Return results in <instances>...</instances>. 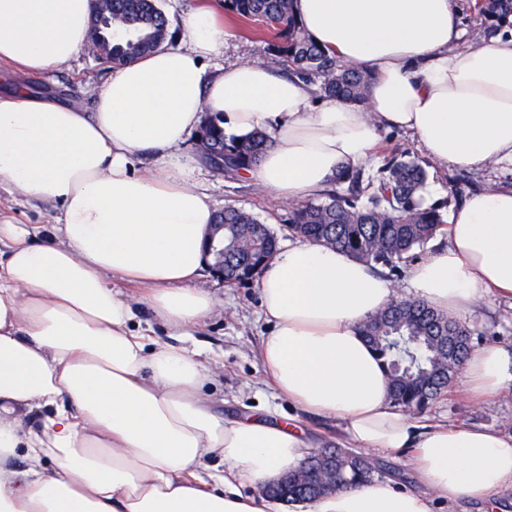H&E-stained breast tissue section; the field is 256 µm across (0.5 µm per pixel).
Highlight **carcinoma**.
Segmentation results:
<instances>
[{"label": "carcinoma", "instance_id": "1", "mask_svg": "<svg viewBox=\"0 0 512 512\" xmlns=\"http://www.w3.org/2000/svg\"><path fill=\"white\" fill-rule=\"evenodd\" d=\"M482 36L488 40L512 30V0H476ZM232 18L270 33L271 61L289 74L318 87L320 96L363 104L368 73L346 65L317 45L299 22L294 0H224ZM113 31L112 67L118 68L153 52L168 38V20L158 0H112V12L102 18L92 41ZM213 155L224 160V179L238 181L259 161L272 143L270 133L255 129L244 135L224 129V114L212 113L202 123ZM427 171L415 158L387 156L378 169L359 165L338 174L331 189L288 207L284 227L294 237L321 242L348 253L373 268L393 274L414 261L445 224L441 206L427 205ZM224 225V267L250 273L266 266L279 247L278 235L254 213L232 205L216 212ZM363 336L387 366L391 400L413 414L448 392L454 382L444 365L463 363L470 345L469 323L437 312L419 300L397 297L363 324ZM306 462L307 480L288 476V500L311 502L382 474L379 461L342 448H316Z\"/></svg>", "mask_w": 512, "mask_h": 512}]
</instances>
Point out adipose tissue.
Segmentation results:
<instances>
[{"instance_id":"obj_1","label":"adipose tissue","mask_w":512,"mask_h":512,"mask_svg":"<svg viewBox=\"0 0 512 512\" xmlns=\"http://www.w3.org/2000/svg\"><path fill=\"white\" fill-rule=\"evenodd\" d=\"M307 33L370 71L367 100L315 101V89L266 64H223L229 33L209 10L187 44L163 46L90 92V108L0 94V187L59 203L60 242L0 220V512H279L260 492L296 470L312 442L264 405L227 418L205 396L207 369L183 345L213 310L197 285L214 209L191 184L181 147L205 113L273 144L247 173L296 201L368 159L384 128L413 134L440 165L512 164V34L475 46L457 0H294ZM93 0H0V64L38 74L89 46ZM153 168L138 171L136 156ZM141 289L116 290L111 275ZM256 285L269 326L260 344L278 398L336 419L340 444L407 450L419 490L373 480L308 512H432L492 504L512 486V435L420 422L392 405L388 375L361 333L395 294L454 316L512 298V188L468 196L445 244L393 283L321 243L295 239ZM146 305L171 331L134 325ZM462 392L512 388V351L472 349Z\"/></svg>"}]
</instances>
